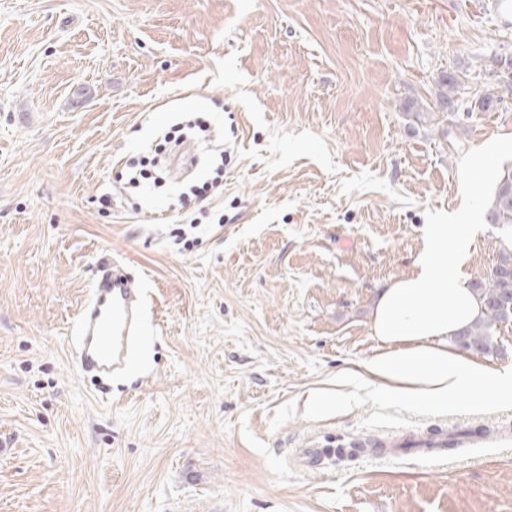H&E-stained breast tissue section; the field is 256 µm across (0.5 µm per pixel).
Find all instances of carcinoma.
Here are the masks:
<instances>
[{
    "mask_svg": "<svg viewBox=\"0 0 512 512\" xmlns=\"http://www.w3.org/2000/svg\"><path fill=\"white\" fill-rule=\"evenodd\" d=\"M457 78L449 76L440 84L439 109L455 114L454 91ZM486 217L491 224L512 225V168L499 171L495 191L487 204ZM482 304V314L467 326L456 343L476 353L490 354L498 350L496 333L502 324L512 322V247L502 250L498 263L487 274L470 284Z\"/></svg>",
    "mask_w": 512,
    "mask_h": 512,
    "instance_id": "carcinoma-1",
    "label": "carcinoma"
}]
</instances>
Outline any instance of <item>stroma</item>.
Masks as SVG:
<instances>
[{
  "mask_svg": "<svg viewBox=\"0 0 512 512\" xmlns=\"http://www.w3.org/2000/svg\"><path fill=\"white\" fill-rule=\"evenodd\" d=\"M510 58L512 0H0V512H512V405L336 385L425 225H479L471 281L512 243L460 174L512 135ZM197 116L223 193L129 184ZM105 253L145 304L130 377L102 382L71 336Z\"/></svg>",
  "mask_w": 512,
  "mask_h": 512,
  "instance_id": "35a3bbf8",
  "label": "stroma"
}]
</instances>
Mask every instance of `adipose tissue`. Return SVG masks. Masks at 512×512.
Here are the masks:
<instances>
[{
  "label": "adipose tissue",
  "mask_w": 512,
  "mask_h": 512,
  "mask_svg": "<svg viewBox=\"0 0 512 512\" xmlns=\"http://www.w3.org/2000/svg\"><path fill=\"white\" fill-rule=\"evenodd\" d=\"M476 230L473 224L425 225L410 275L389 283L376 300L370 331L377 353L344 379H366L393 400L433 411L465 395L482 405L512 404V365L494 368L449 344L481 315L464 272Z\"/></svg>",
  "instance_id": "adipose-tissue-1"
}]
</instances>
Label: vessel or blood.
<instances>
[{"instance_id": "obj_1", "label": "vessel or blood", "mask_w": 512, "mask_h": 512, "mask_svg": "<svg viewBox=\"0 0 512 512\" xmlns=\"http://www.w3.org/2000/svg\"><path fill=\"white\" fill-rule=\"evenodd\" d=\"M114 267L111 256L99 258L92 296L76 323L78 366L103 377L129 370L141 336V292Z\"/></svg>"}]
</instances>
